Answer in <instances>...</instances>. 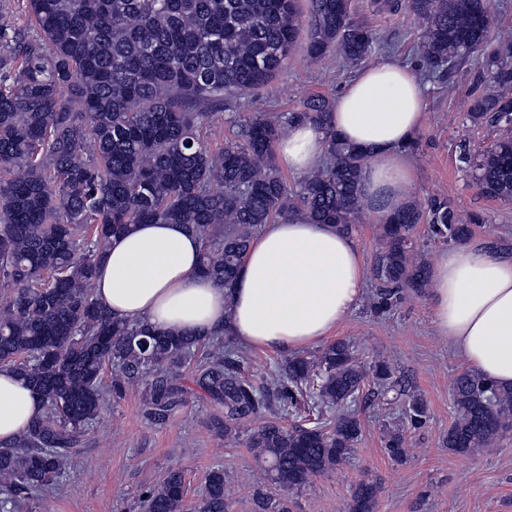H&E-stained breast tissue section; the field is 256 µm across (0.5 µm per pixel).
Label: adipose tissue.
<instances>
[{
  "label": "adipose tissue",
  "instance_id": "obj_1",
  "mask_svg": "<svg viewBox=\"0 0 512 512\" xmlns=\"http://www.w3.org/2000/svg\"><path fill=\"white\" fill-rule=\"evenodd\" d=\"M425 109L421 81L391 60L362 70L333 103V130L367 157L360 188L377 223L413 197L407 146ZM276 153L288 171H310L325 158V134L295 124ZM200 252L184 225H134L111 238L96 299L112 316L157 331L203 334L227 324L241 344L286 352L329 337L364 293L365 261L353 236L300 216L252 239L233 288L199 273ZM430 281L437 333L468 369L512 386V260L481 245L456 246L441 253ZM41 412L34 392L0 367V440H12Z\"/></svg>",
  "mask_w": 512,
  "mask_h": 512
}]
</instances>
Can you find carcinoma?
Returning <instances> with one entry per match:
<instances>
[{
  "label": "carcinoma",
  "mask_w": 512,
  "mask_h": 512,
  "mask_svg": "<svg viewBox=\"0 0 512 512\" xmlns=\"http://www.w3.org/2000/svg\"><path fill=\"white\" fill-rule=\"evenodd\" d=\"M426 20L423 60L436 70L486 57L466 100L467 119L495 138L457 161L480 194L512 200V30L497 33L492 0H407ZM37 36L0 6V366L37 395L41 415L0 448V512H18L41 489L64 477L105 408L143 386L140 411L161 425L195 395L187 368L222 414L224 439L269 414L248 438L264 462L265 487L254 512H291L290 492L347 461L362 435L358 419L327 418L324 409L360 396L371 379L407 396L405 426L384 440L399 460L404 432L429 421L421 395L406 393L388 362L361 366L352 344L336 340L313 360L292 358L268 378L249 374L242 353L226 343V325L202 338L156 332L117 319L95 298V277L111 237L136 224H183L201 241L202 274L226 288L253 237L277 219L303 216L350 234L367 203L360 176L367 158L331 129L332 100L312 95L293 112L255 113L233 121L234 139L218 151L204 129L223 117L224 94L256 88L288 58L301 25L297 0H27ZM308 53L332 51L357 65L377 38L351 18V0H309ZM324 130L325 164L296 187L274 162L276 143L296 122ZM482 217L462 218L450 201L424 211L403 207L379 225L383 250L373 266L379 288L371 312L385 315L407 290L427 287L429 272L411 233L426 225L434 241L460 245ZM307 422L288 428L278 412H295L305 392ZM454 418L448 450L467 455L512 433V387L473 371L452 386ZM379 487L359 484L347 512H373ZM141 512H227L224 471L205 479L194 505L185 481L170 470L140 491Z\"/></svg>",
  "instance_id": "1"
}]
</instances>
